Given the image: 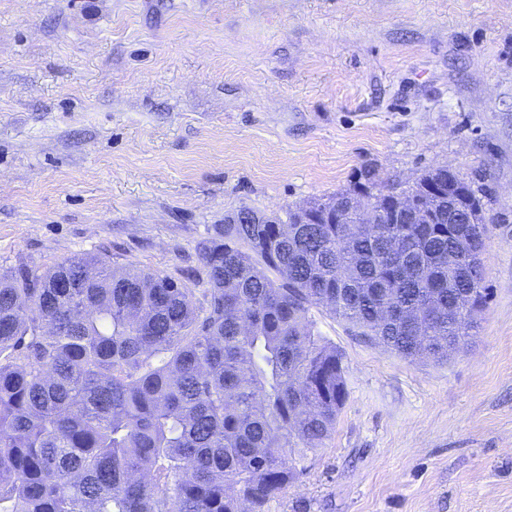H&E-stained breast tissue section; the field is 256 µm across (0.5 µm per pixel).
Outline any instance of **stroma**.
Here are the masks:
<instances>
[{"label": "stroma", "mask_w": 512, "mask_h": 512, "mask_svg": "<svg viewBox=\"0 0 512 512\" xmlns=\"http://www.w3.org/2000/svg\"><path fill=\"white\" fill-rule=\"evenodd\" d=\"M366 166L483 198L485 309L444 364L313 309L348 398L270 512H512V0H0V267L198 275Z\"/></svg>", "instance_id": "1"}]
</instances>
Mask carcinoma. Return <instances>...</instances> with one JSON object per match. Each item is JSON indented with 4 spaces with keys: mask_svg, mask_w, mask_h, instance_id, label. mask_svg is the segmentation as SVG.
Listing matches in <instances>:
<instances>
[{
    "mask_svg": "<svg viewBox=\"0 0 512 512\" xmlns=\"http://www.w3.org/2000/svg\"><path fill=\"white\" fill-rule=\"evenodd\" d=\"M461 187L451 224L336 223L357 193L391 208L369 169L311 201L314 224L300 207L228 213L198 242V290L89 253L1 270L0 512H269L347 398L312 309L411 361L446 363L470 338L477 317L459 331L455 303L484 279L487 227ZM463 244L470 261L449 268Z\"/></svg>",
    "mask_w": 512,
    "mask_h": 512,
    "instance_id": "carcinoma-1",
    "label": "carcinoma"
}]
</instances>
